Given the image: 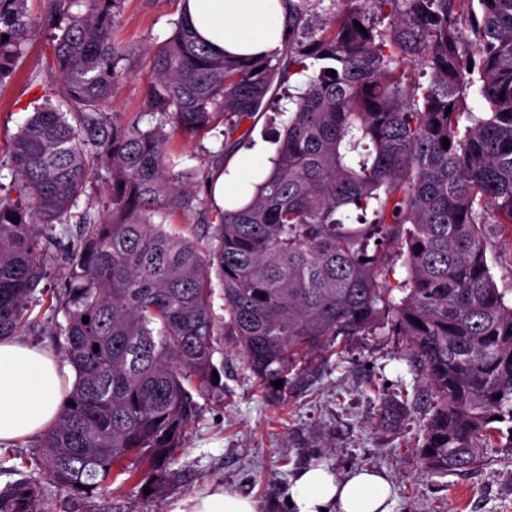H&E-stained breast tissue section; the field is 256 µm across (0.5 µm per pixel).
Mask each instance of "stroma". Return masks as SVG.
Wrapping results in <instances>:
<instances>
[{"label": "stroma", "instance_id": "35a3bbf8", "mask_svg": "<svg viewBox=\"0 0 512 512\" xmlns=\"http://www.w3.org/2000/svg\"><path fill=\"white\" fill-rule=\"evenodd\" d=\"M181 0H123L113 36L133 50V78L123 82L113 111L141 116L145 78L153 51L173 32ZM35 21L22 59L0 81V195L14 190L15 172L7 141L32 112L44 92L51 32L43 24L45 0H28ZM293 104L287 88L276 89L267 111L244 118L235 134L241 148L265 141L283 128ZM180 167L211 169L227 161L230 147L223 126L172 148ZM78 223L41 237L44 277L24 312L19 339L46 347L64 358L66 340L48 320L43 302L64 296L72 260L80 246ZM214 363L219 381L194 392L197 417L162 470L138 480L84 495L43 481L29 503L31 512H173L176 502L206 487L225 486L260 501L264 512H286L282 491L295 472L321 465L335 474L371 467L394 483V512H512V448H485L484 463L465 472L429 470L421 457L424 428L431 415L425 375L404 336L381 323L347 337L338 352L316 351L290 372L288 384L271 393L258 383L225 330ZM398 396L404 414L393 427H377L384 398ZM42 455V439L0 445V494L28 480Z\"/></svg>", "mask_w": 512, "mask_h": 512}]
</instances>
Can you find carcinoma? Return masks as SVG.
I'll return each instance as SVG.
<instances>
[{"label":"carcinoma","mask_w":512,"mask_h":512,"mask_svg":"<svg viewBox=\"0 0 512 512\" xmlns=\"http://www.w3.org/2000/svg\"><path fill=\"white\" fill-rule=\"evenodd\" d=\"M27 2L0 0V82L24 52ZM121 2L49 0L59 100L35 108L8 147L18 197L0 196V337L20 329L40 279L38 225L70 223L94 164L110 170L102 217L82 212L71 288L47 305L51 318L64 313L77 381L44 435L42 475L90 494L164 467L196 418L187 386L214 383L226 325L273 391L305 354L386 321L425 369L426 467L452 473L480 464L493 440L512 447V299L489 259L512 229V0H370L390 10L389 27L339 9L301 46L293 26L310 0H288V53L245 60L215 54L179 21L146 77L150 126L103 120L129 75L131 51L112 37ZM307 59L334 62L335 76L322 67L294 87L272 167L249 203L212 221L196 187L213 176L177 168L173 139L218 120L233 139ZM406 59L430 70L427 85L405 81ZM471 93L483 112L468 108ZM189 213L217 241L206 258L156 222ZM395 245L407 272L398 303L378 282ZM213 274L226 320L213 313ZM402 413L389 398L379 425ZM39 490L15 486L0 512H21Z\"/></svg>","instance_id":"cac0c4a2"}]
</instances>
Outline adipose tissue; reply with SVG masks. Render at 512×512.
I'll use <instances>...</instances> for the list:
<instances>
[{
	"label": "adipose tissue",
	"mask_w": 512,
	"mask_h": 512,
	"mask_svg": "<svg viewBox=\"0 0 512 512\" xmlns=\"http://www.w3.org/2000/svg\"><path fill=\"white\" fill-rule=\"evenodd\" d=\"M284 9V0H184L181 14L201 40L245 59L281 45ZM270 167L261 148L239 151L213 180L215 206L224 209L246 201ZM74 382L56 357L12 337L0 339V443L50 428ZM283 495L292 502L291 512H393V483L375 468L342 476L321 467L305 469L290 480ZM174 512H262V506L213 486L181 500Z\"/></svg>",
	"instance_id": "adipose-tissue-1"
}]
</instances>
